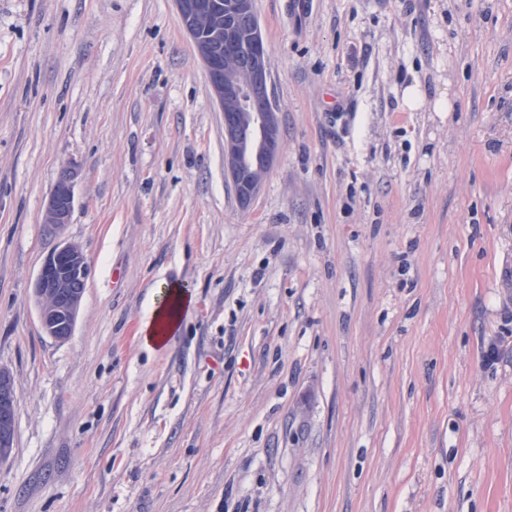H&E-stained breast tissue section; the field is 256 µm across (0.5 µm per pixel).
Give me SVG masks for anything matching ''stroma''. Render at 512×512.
<instances>
[{
    "mask_svg": "<svg viewBox=\"0 0 512 512\" xmlns=\"http://www.w3.org/2000/svg\"><path fill=\"white\" fill-rule=\"evenodd\" d=\"M254 6L281 140L244 208L174 0H0V512H512V0ZM58 178L46 207L44 224L53 230H59L69 224L74 210V182L77 172L73 168H65ZM88 266L79 247L59 244L50 254L35 281L41 300L39 321L44 333L56 340L73 335L75 306L82 299ZM194 304V297L176 284L169 286L163 305L152 309L141 323L139 333L146 347L163 349ZM12 386L10 376L0 370V461L6 458L7 452L13 444L15 419L14 412L8 406L12 404L15 409Z\"/></svg>",
    "mask_w": 512,
    "mask_h": 512,
    "instance_id": "1",
    "label": "stroma"
}]
</instances>
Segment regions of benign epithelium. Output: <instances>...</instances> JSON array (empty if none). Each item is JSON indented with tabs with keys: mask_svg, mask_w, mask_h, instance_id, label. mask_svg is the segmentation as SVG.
Returning <instances> with one entry per match:
<instances>
[{
	"mask_svg": "<svg viewBox=\"0 0 512 512\" xmlns=\"http://www.w3.org/2000/svg\"><path fill=\"white\" fill-rule=\"evenodd\" d=\"M177 9L208 75L216 101L224 112V166L241 207L250 205L262 179L280 150L276 112L270 105L267 69L260 63L265 50L256 27H239L234 20L253 14V0H224L223 13L209 0H175ZM77 172L62 170L46 207L44 223L59 230L74 210ZM88 266L79 247L62 243L50 254L35 281L41 300L39 321L56 340L73 335L75 306L82 299ZM15 404L12 381L0 370V460L13 444Z\"/></svg>",
	"mask_w": 512,
	"mask_h": 512,
	"instance_id": "7a95c632",
	"label": "benign epithelium"
}]
</instances>
